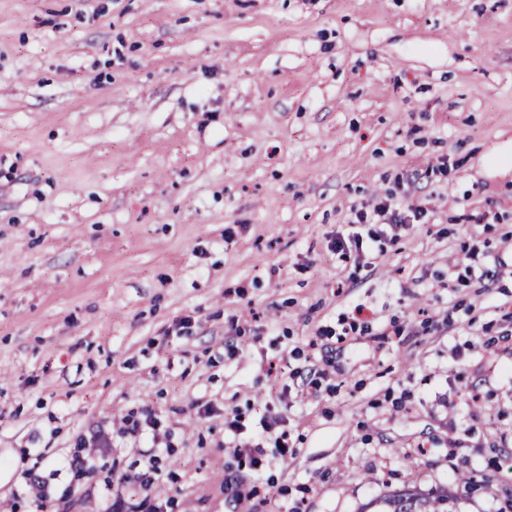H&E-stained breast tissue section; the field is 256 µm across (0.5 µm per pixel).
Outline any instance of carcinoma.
Masks as SVG:
<instances>
[{
	"mask_svg": "<svg viewBox=\"0 0 512 512\" xmlns=\"http://www.w3.org/2000/svg\"><path fill=\"white\" fill-rule=\"evenodd\" d=\"M497 491L494 480L477 479L473 475H462L458 478L456 489H430L419 491L415 488H404L385 495L379 500L380 512H460L459 503L469 495L493 493Z\"/></svg>",
	"mask_w": 512,
	"mask_h": 512,
	"instance_id": "1",
	"label": "carcinoma"
}]
</instances>
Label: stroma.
I'll return each instance as SVG.
<instances>
[{
	"label": "stroma",
	"instance_id": "35a3bbf8",
	"mask_svg": "<svg viewBox=\"0 0 512 512\" xmlns=\"http://www.w3.org/2000/svg\"><path fill=\"white\" fill-rule=\"evenodd\" d=\"M389 192L427 223L332 252ZM251 403L295 455L228 447ZM511 457L512 0H0V512H364Z\"/></svg>",
	"mask_w": 512,
	"mask_h": 512
}]
</instances>
